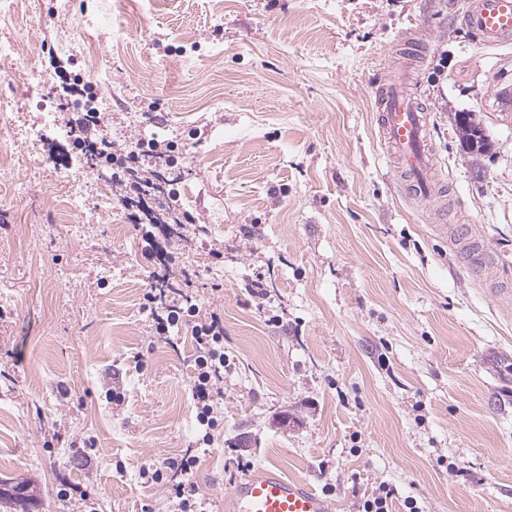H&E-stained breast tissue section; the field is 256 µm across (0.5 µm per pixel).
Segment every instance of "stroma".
I'll return each instance as SVG.
<instances>
[{"instance_id":"35a3bbf8","label":"stroma","mask_w":512,"mask_h":512,"mask_svg":"<svg viewBox=\"0 0 512 512\" xmlns=\"http://www.w3.org/2000/svg\"><path fill=\"white\" fill-rule=\"evenodd\" d=\"M223 2L132 0L131 26L109 0L66 14L23 0L0 30L40 67L45 47L81 38L91 55L64 59L61 77L111 98L113 141L191 148L172 214L204 230L180 241L178 265L221 312L226 359L223 426L193 475L208 512H226L242 454L327 490L333 512L382 482L424 512H512V307L438 229L469 228L512 281V112L498 99L512 45L478 47L466 0ZM94 14L103 27H80ZM417 36L444 214L405 196L375 123L395 47ZM54 107L47 88L0 84V488L31 482L35 512H84L57 497L63 480L97 512H171L140 471L198 438L191 332L155 339L140 305L157 265L126 209L84 221L111 168L70 157L60 122L40 157L17 137ZM461 112L484 152L459 137ZM70 169L87 184L77 209Z\"/></svg>"}]
</instances>
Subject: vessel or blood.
Wrapping results in <instances>:
<instances>
[{
  "mask_svg": "<svg viewBox=\"0 0 512 512\" xmlns=\"http://www.w3.org/2000/svg\"><path fill=\"white\" fill-rule=\"evenodd\" d=\"M466 27L486 48L512 43V0H468ZM378 127L396 164L407 195L417 201L441 202V176L431 139V115L405 77L378 90ZM229 512H332L330 501L308 483L287 477L275 467L259 466L236 480Z\"/></svg>",
  "mask_w": 512,
  "mask_h": 512,
  "instance_id": "b4317fda",
  "label": "vessel or blood"
}]
</instances>
